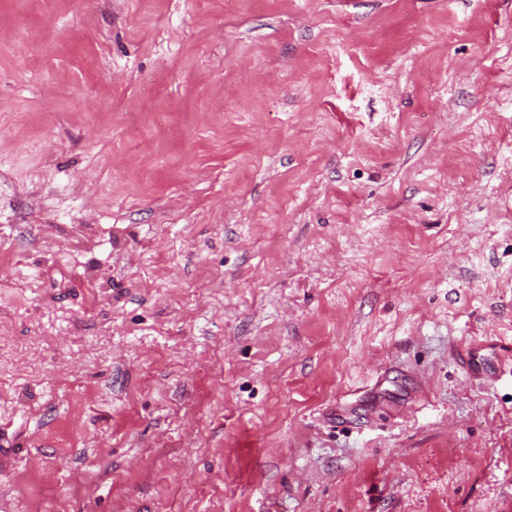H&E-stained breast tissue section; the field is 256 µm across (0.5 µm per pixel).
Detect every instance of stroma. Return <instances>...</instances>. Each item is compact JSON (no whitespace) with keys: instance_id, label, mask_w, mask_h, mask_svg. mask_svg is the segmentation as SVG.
Segmentation results:
<instances>
[{"instance_id":"stroma-1","label":"stroma","mask_w":512,"mask_h":512,"mask_svg":"<svg viewBox=\"0 0 512 512\" xmlns=\"http://www.w3.org/2000/svg\"><path fill=\"white\" fill-rule=\"evenodd\" d=\"M512 0H0V512H512Z\"/></svg>"}]
</instances>
